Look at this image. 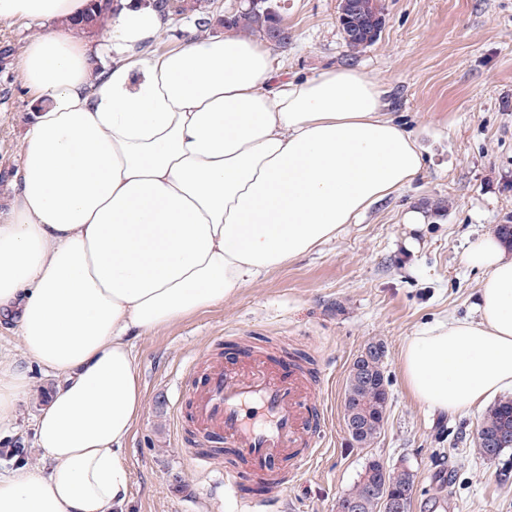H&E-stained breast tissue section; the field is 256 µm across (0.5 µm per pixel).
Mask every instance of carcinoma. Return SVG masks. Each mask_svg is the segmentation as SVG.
I'll return each instance as SVG.
<instances>
[{
	"mask_svg": "<svg viewBox=\"0 0 512 512\" xmlns=\"http://www.w3.org/2000/svg\"><path fill=\"white\" fill-rule=\"evenodd\" d=\"M114 2L115 0H90L87 11L72 20L70 29L76 35L93 36L110 19ZM204 2L205 0H140L141 4L152 8L165 19L173 15L192 13L195 15V25L201 29L218 25L226 32H248L263 38L269 32L277 30L281 34L277 47L288 46L291 32L284 23L277 0H262L261 5L256 8L246 6L233 14L218 18L210 15ZM345 2L347 5L338 9V22L346 46L351 52L357 53L378 39L385 23L383 7L379 0H371L368 18L358 23L351 7L353 0ZM356 368L357 365H352L347 376L345 396H351L353 400L343 403V421H348L353 413L362 420V441L367 446L380 434L386 417L389 399L387 363H376L370 367L374 377L371 385L356 381ZM492 437L499 438L497 447H484V441ZM508 448H512L511 397L497 401L485 411L476 437V451L483 459L490 455L496 459ZM376 474L380 475L384 494H397L404 497L406 503H411L415 487L412 472L405 467L383 468L380 460L376 458L367 461L360 479L344 494V498L362 502V512H384L381 499L366 495L367 482Z\"/></svg>",
	"mask_w": 512,
	"mask_h": 512,
	"instance_id": "cac0c4a2",
	"label": "carcinoma"
}]
</instances>
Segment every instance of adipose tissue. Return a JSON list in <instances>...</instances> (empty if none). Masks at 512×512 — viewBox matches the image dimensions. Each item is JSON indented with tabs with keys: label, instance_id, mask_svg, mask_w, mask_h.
<instances>
[{
	"label": "adipose tissue",
	"instance_id": "1",
	"mask_svg": "<svg viewBox=\"0 0 512 512\" xmlns=\"http://www.w3.org/2000/svg\"><path fill=\"white\" fill-rule=\"evenodd\" d=\"M87 0H0V21L52 27L27 44L38 106L0 224V315L56 388L35 421L44 465L0 474V512H126L122 445L142 411L129 336L222 304L335 237L421 171L415 139L364 71L273 81L267 43L187 37L147 53L162 18L121 0L101 39L68 27ZM476 315L411 336L405 386L457 414L512 389V252L488 231ZM31 389L0 358V431Z\"/></svg>",
	"mask_w": 512,
	"mask_h": 512
}]
</instances>
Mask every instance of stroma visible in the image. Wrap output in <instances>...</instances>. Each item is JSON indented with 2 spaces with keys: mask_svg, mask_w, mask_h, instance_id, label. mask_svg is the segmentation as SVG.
I'll list each match as a JSON object with an SVG mask.
<instances>
[{
  "mask_svg": "<svg viewBox=\"0 0 512 512\" xmlns=\"http://www.w3.org/2000/svg\"><path fill=\"white\" fill-rule=\"evenodd\" d=\"M295 32L272 48L275 73L311 76L337 66L363 69L386 90L388 112L417 141L421 173L371 204L335 238L242 288L236 296L173 325L134 334L143 409L123 445L130 470L129 512H247L230 490L194 471L177 441V381L183 365H205L244 336L264 352L306 353L321 377L327 424L319 454L270 512H336L368 459L409 467L410 512H512V449L488 461L475 451L483 407L444 417L410 394L400 352L420 329L475 314L483 273L465 262L467 242L512 224V0H382L377 41L349 54L337 0H280ZM43 22L0 24V223L15 191L20 147L34 95L21 77L25 44ZM425 213L418 229L408 211ZM388 348L389 402L373 444L345 433L342 405L351 364L365 344ZM0 348L26 369L29 397L15 433L0 441V472L40 464L34 419L55 381L25 354L14 324L0 322ZM17 449L16 457L6 449Z\"/></svg>",
  "mask_w": 512,
  "mask_h": 512,
  "instance_id": "1",
  "label": "stroma"
}]
</instances>
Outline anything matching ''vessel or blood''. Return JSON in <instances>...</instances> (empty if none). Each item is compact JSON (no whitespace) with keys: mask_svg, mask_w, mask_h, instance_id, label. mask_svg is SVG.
Listing matches in <instances>:
<instances>
[{"mask_svg":"<svg viewBox=\"0 0 512 512\" xmlns=\"http://www.w3.org/2000/svg\"><path fill=\"white\" fill-rule=\"evenodd\" d=\"M240 354L226 362L215 353L205 368L187 366L193 377L188 417L196 444L188 456L232 491H239L242 476L249 475L279 495L316 455L325 413L314 400L316 382L304 366L282 367L251 348ZM225 454L229 464L216 468V458Z\"/></svg>","mask_w":512,"mask_h":512,"instance_id":"b4317fda","label":"vessel or blood"}]
</instances>
